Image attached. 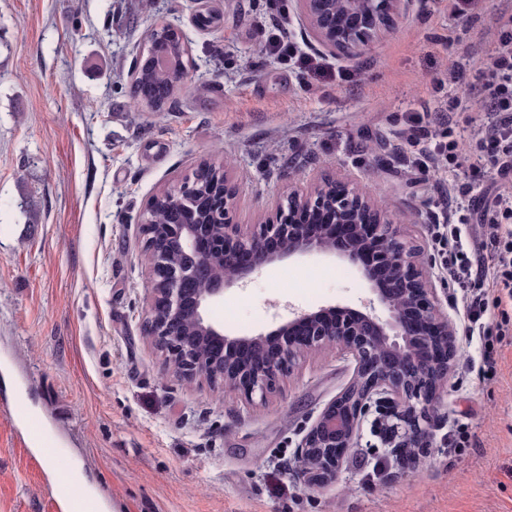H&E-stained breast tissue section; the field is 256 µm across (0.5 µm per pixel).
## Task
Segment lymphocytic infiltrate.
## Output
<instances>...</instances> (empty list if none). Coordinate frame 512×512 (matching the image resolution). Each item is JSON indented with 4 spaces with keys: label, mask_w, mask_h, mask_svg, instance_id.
I'll return each instance as SVG.
<instances>
[{
    "label": "lymphocytic infiltrate",
    "mask_w": 512,
    "mask_h": 512,
    "mask_svg": "<svg viewBox=\"0 0 512 512\" xmlns=\"http://www.w3.org/2000/svg\"><path fill=\"white\" fill-rule=\"evenodd\" d=\"M493 45L487 61L476 70L474 82L456 93L458 107L486 111L487 119L471 139L437 130L431 120L417 118L408 139L422 145L416 165L421 172L443 163L454 164L464 155L476 157L472 173L490 176L494 188L477 204L481 242L489 253L487 263L474 262L466 246L468 215L453 213L448 223L431 228L432 241L449 280L465 298L463 322L469 333L484 343L481 374L496 373V343L512 332V318L488 324L489 306L512 300V12H504L491 33Z\"/></svg>",
    "instance_id": "obj_1"
}]
</instances>
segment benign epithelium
<instances>
[{
  "mask_svg": "<svg viewBox=\"0 0 512 512\" xmlns=\"http://www.w3.org/2000/svg\"><path fill=\"white\" fill-rule=\"evenodd\" d=\"M298 2L320 45L336 52L357 51L373 41L405 10L408 0H349L342 15L335 14L333 0ZM222 194V206L215 214L223 221L220 235L211 224H170L183 263L171 269L155 252L148 266L149 279L160 287L151 292L145 325L163 351L167 370L183 381L211 375L220 387L238 391L249 401L256 396L264 400L301 356L340 347L356 362L354 378L323 408L302 440L298 473L311 483L336 478L353 437L368 419L388 456L398 458L407 448H427L437 389L447 378L458 347L454 325L437 304L431 277L399 239L397 228L362 190L342 181L327 180L310 191L290 192L265 224L233 222L230 213L236 194L227 175ZM310 209L326 210L340 224H358L364 235L343 243L327 233L310 236L293 220L295 213ZM368 240L378 244L382 260L377 272L363 269L376 298L365 312L330 321L325 319L327 308L296 311L276 329L251 337L228 336L209 318L210 306L224 296L225 288L243 282L264 265L309 254L357 263ZM271 242L276 243L273 249ZM214 249L224 251V272L218 275L209 273ZM378 305L387 317L376 314ZM410 307L420 319L418 330L405 319ZM188 321L197 335H184ZM199 339L226 353L202 362L194 353ZM241 347L251 349L253 358L236 357L234 351ZM313 450L319 466L310 468L306 458Z\"/></svg>",
  "mask_w": 512,
  "mask_h": 512,
  "instance_id": "1",
  "label": "benign epithelium"
}]
</instances>
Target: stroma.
Masks as SVG:
<instances>
[{
  "mask_svg": "<svg viewBox=\"0 0 512 512\" xmlns=\"http://www.w3.org/2000/svg\"><path fill=\"white\" fill-rule=\"evenodd\" d=\"M505 0H411L320 78L264 53L288 37L324 56L297 0H0V399L21 400L67 449L103 512H512V335L497 376L466 332L461 293L431 231L466 170L422 173L406 129L472 81ZM176 24L192 66L169 112L135 107L133 61L147 30ZM224 156L233 218L255 224L289 190L356 182L427 267L461 355L435 404L431 442L396 461L370 426L335 480L299 477L297 449L353 379L337 349L305 354L265 400L169 374L144 329L147 199ZM362 266L310 255L268 264L209 310L230 336L271 331L289 307L361 308ZM467 433L459 451L450 439ZM48 463L31 464L0 417V512H54ZM285 30L286 29H283L279 24L273 25V27L268 30L264 43V50L267 54L283 58L296 57V48L293 43L288 41Z\"/></svg>",
  "mask_w": 512,
  "mask_h": 512,
  "instance_id": "stroma-1",
  "label": "stroma"
}]
</instances>
